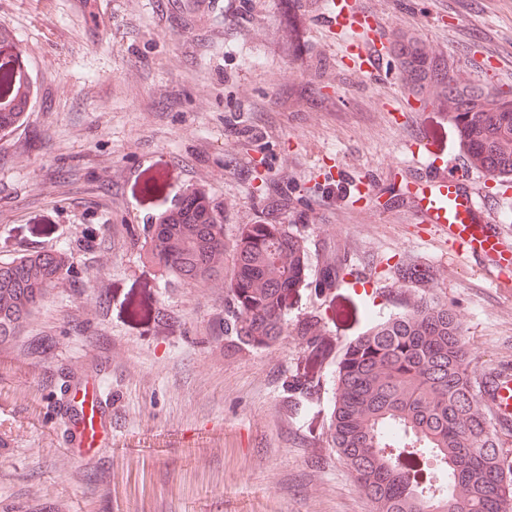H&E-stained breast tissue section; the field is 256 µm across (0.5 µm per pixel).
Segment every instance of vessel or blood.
<instances>
[{"instance_id":"b4317fda","label":"vessel or blood","mask_w":512,"mask_h":512,"mask_svg":"<svg viewBox=\"0 0 512 512\" xmlns=\"http://www.w3.org/2000/svg\"><path fill=\"white\" fill-rule=\"evenodd\" d=\"M324 25L350 36L355 68L376 72L382 49L373 37L383 19L366 0H328ZM412 168L403 195L415 206L418 223L430 225L451 249L490 263L489 279L512 283V243L501 229L502 215L481 187L448 161L433 134L424 133L405 147ZM492 400L500 416L512 417V373L498 374Z\"/></svg>"}]
</instances>
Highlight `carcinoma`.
<instances>
[{
  "label": "carcinoma",
  "instance_id": "obj_1",
  "mask_svg": "<svg viewBox=\"0 0 512 512\" xmlns=\"http://www.w3.org/2000/svg\"><path fill=\"white\" fill-rule=\"evenodd\" d=\"M441 85L434 105L457 128L469 166L496 185L512 177V100L490 87L460 86L445 63L413 46ZM247 224L235 246L232 331L262 348L285 331L284 313L306 281L304 240L274 216ZM156 257L179 278L217 276L224 255V210L192 224H156ZM58 274L47 253L0 265V340L13 336ZM350 274L326 268L319 286ZM405 283L430 279L412 263L395 267ZM336 454L375 512H512V465L505 463L490 408L470 368L462 324L446 305L422 301L375 320L343 350L330 422Z\"/></svg>",
  "mask_w": 512,
  "mask_h": 512
}]
</instances>
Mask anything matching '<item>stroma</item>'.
I'll return each instance as SVG.
<instances>
[{"label":"stroma","instance_id":"1","mask_svg":"<svg viewBox=\"0 0 512 512\" xmlns=\"http://www.w3.org/2000/svg\"><path fill=\"white\" fill-rule=\"evenodd\" d=\"M324 2L0 0L35 87L24 122L0 132V264L62 261L0 343V512H374L329 436L345 346L426 299L458 316L477 378L512 368V287L398 196L406 144L441 114L393 52L410 38L459 84L511 91L512 0H369L387 22L374 75L344 69L346 38L316 20ZM361 177L384 187L364 206L349 199ZM192 189L224 209V270L199 283L153 242L155 215ZM281 190L308 279L286 331L256 349L229 329L233 246ZM339 261L371 282L318 287ZM407 262L433 282L396 283ZM310 321L331 352L307 374ZM79 381L112 396L111 431L82 453L79 406L59 409Z\"/></svg>","mask_w":512,"mask_h":512}]
</instances>
